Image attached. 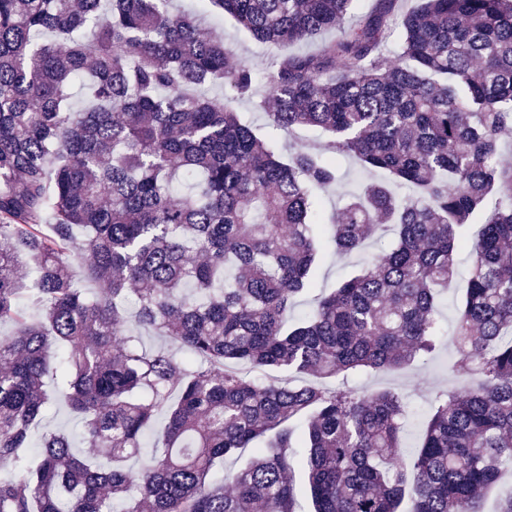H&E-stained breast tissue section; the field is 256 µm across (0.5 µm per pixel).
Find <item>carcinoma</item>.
Returning a JSON list of instances; mask_svg holds the SVG:
<instances>
[{"mask_svg":"<svg viewBox=\"0 0 512 512\" xmlns=\"http://www.w3.org/2000/svg\"><path fill=\"white\" fill-rule=\"evenodd\" d=\"M206 2L262 44L344 34L262 74L171 0H0V512H481L512 471V0H377L350 29L359 0ZM246 97L328 140L281 156ZM338 156L383 177L327 216ZM475 222L449 365L475 382L409 452L401 395L347 381L434 356ZM326 242L360 267L288 327ZM58 400L99 454L29 452Z\"/></svg>","mask_w":512,"mask_h":512,"instance_id":"carcinoma-1","label":"carcinoma"}]
</instances>
